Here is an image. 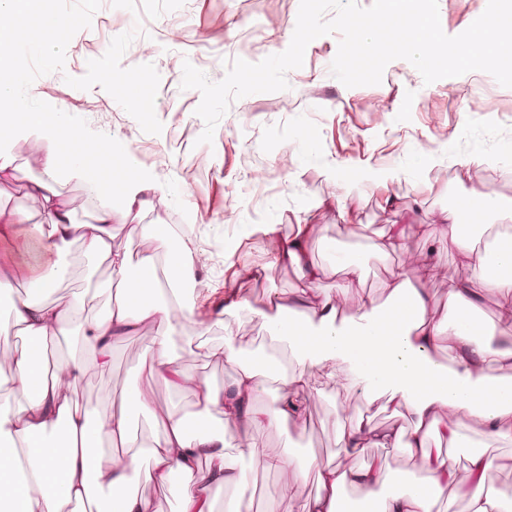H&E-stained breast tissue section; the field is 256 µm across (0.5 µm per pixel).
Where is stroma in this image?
I'll list each match as a JSON object with an SVG mask.
<instances>
[{
  "label": "stroma",
  "mask_w": 512,
  "mask_h": 512,
  "mask_svg": "<svg viewBox=\"0 0 512 512\" xmlns=\"http://www.w3.org/2000/svg\"><path fill=\"white\" fill-rule=\"evenodd\" d=\"M46 6L72 25L64 48L50 60L29 44L18 45L13 66L24 76L29 98L46 110L65 107L79 134L129 147L137 170L165 189L169 205L130 213L126 222L113 225L114 243L137 263L158 244L131 238L129 225H188L198 249L210 254L199 275L215 289V305L235 290L251 306L289 294L297 280L278 250L281 239L301 224L311 225L324 241L310 253L323 270L316 283L322 292L333 295L347 284L336 265L341 251L362 259L365 294L384 302L393 274L405 268L406 254L378 258L370 240L391 225L408 224L409 252L431 255L428 286L433 297H444L461 270L446 247L425 239L422 225L446 223L455 200L474 189L512 200V88L489 73L427 85L416 68L398 59L387 65L380 84L349 88L331 72L340 41L335 32L309 43L302 67L287 74L288 89L232 102L212 143L202 144L204 123L195 113L201 94L182 89L184 62L217 82L234 59L256 63L283 52L295 30L299 0H47ZM486 6L487 0H439L444 33H462ZM135 96L147 101L144 111H134ZM371 98L379 101V111L363 110ZM48 147V140L36 137L0 147L21 170L19 179L0 184V209L26 211L29 224L46 221L27 197L26 184L42 177ZM55 187L74 214L88 219L104 203L71 175L64 160ZM332 196L335 208L319 207V200ZM29 224L18 225L15 239L0 241V264H35ZM260 224L278 227L267 238L272 251L266 259L249 250L247 228ZM65 261L69 274L57 300L78 295L84 300L80 319L103 315L112 295L107 264L77 244ZM247 270L253 279L244 278ZM262 336L249 309H243L208 322L203 334L175 333L173 348L179 354L197 347L188 371L224 389L233 385L237 371L209 356V349L228 338L247 348ZM150 346V330L141 329L132 340L119 341L111 368L100 371L76 337H65L69 360L88 366L78 390L81 404L94 413L110 392L137 387ZM363 407L359 388L325 387L310 399L307 425L285 431L264 426L254 437L259 447L281 449L293 459L332 462L339 448L332 417L340 411L355 415Z\"/></svg>",
  "instance_id": "1"
}]
</instances>
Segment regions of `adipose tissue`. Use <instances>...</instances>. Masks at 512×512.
I'll return each mask as SVG.
<instances>
[{
  "mask_svg": "<svg viewBox=\"0 0 512 512\" xmlns=\"http://www.w3.org/2000/svg\"><path fill=\"white\" fill-rule=\"evenodd\" d=\"M13 18L0 30V65L9 62L18 43L45 51L63 46L65 19L37 15L30 0H0V14ZM0 101L9 107L0 115V134L11 140L34 134L70 151L72 171L93 195L107 186L118 189L116 202L103 205L92 222L75 223L68 206L53 188L59 159L47 152L43 178L30 180L28 195L48 218V227L34 226L30 234L41 250V265L25 274L0 267V297H12L10 317L0 320V338L21 328L27 338L12 358L13 386L0 395V512H157L140 483L156 487L184 478L179 512H215L219 491L234 489L235 512H251L253 496L246 470L230 463L226 437L237 438L239 455L255 459L262 469L292 468L314 476L316 491L301 498L282 495L277 512H442L447 489L466 500L468 512H512V491L489 485V475L504 467L502 456L479 450L469 458L475 483L461 479L448 451L456 447L461 430L473 422L485 440H512V233H497L493 247L501 274L487 278L485 256L469 235L460 230L464 215L480 216L489 224L512 211L489 192L460 197L448 211L446 224L432 227L428 236L444 240L463 271L449 281L444 299L433 298L427 275L402 272L388 288L385 303L362 295L364 268L359 259L345 260L348 286L341 296L320 293L314 283L318 270L309 259L306 225L282 242L281 258L294 270L297 286L285 298L269 297L252 314L272 344L291 350L290 362L250 358L232 343L219 354L237 370L230 388L219 389L207 380L191 377L170 354L177 329L196 324L195 307L185 291L198 278L193 242L172 243L162 224H134L136 237L162 243L165 258L145 256L140 272H133L131 256L112 244V226L132 208L155 209L161 196L151 194L147 179L130 171L129 149L106 150L92 140L74 137L64 109L46 112L22 93L17 81L0 82ZM106 260L120 286V294L106 313L93 321L76 322L77 302L54 303L53 295L64 274L61 257L72 244ZM26 292L16 296L17 279ZM483 284L497 298L495 319L484 325L468 298L475 284ZM354 298L349 312L343 299ZM151 327L152 354L140 369L141 385L111 395L97 413L81 409L72 399L83 369L69 365L70 380L60 383L49 371L45 341L68 332L79 336L93 352L95 366L112 361L116 339ZM447 359H440V350ZM349 383L362 390L367 407L378 406L408 417L405 425L374 424L371 416L334 417L343 455L336 464L288 463L281 451H258L255 429L301 424L314 387ZM275 380L277 403L265 411L254 406L255 396ZM171 389L192 385L195 409L184 414L155 411L144 390L156 381ZM141 414L153 423L156 434L140 438L132 418ZM221 425H213L214 416ZM401 451L419 461V480L399 491H388L393 472L374 449ZM360 492L350 501L349 488Z\"/></svg>",
  "mask_w": 512,
  "mask_h": 512,
  "instance_id": "ef3b65f1",
  "label": "adipose tissue"
}]
</instances>
